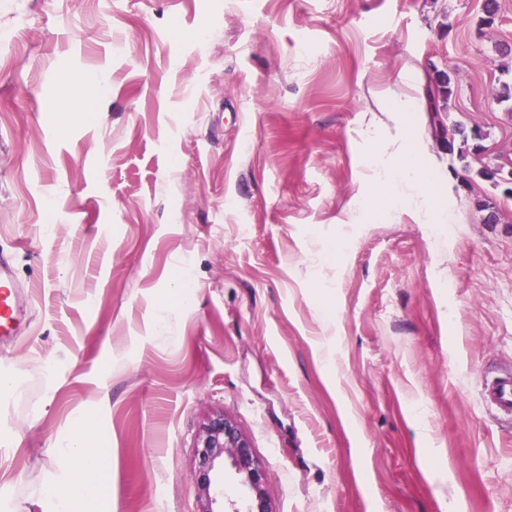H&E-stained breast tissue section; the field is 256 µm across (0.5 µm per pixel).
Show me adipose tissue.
<instances>
[{"label": "adipose tissue", "instance_id": "obj_1", "mask_svg": "<svg viewBox=\"0 0 512 512\" xmlns=\"http://www.w3.org/2000/svg\"><path fill=\"white\" fill-rule=\"evenodd\" d=\"M372 167H384L386 180L400 188L403 206L430 223L431 203L420 187L421 174L416 156L406 144L377 140L369 155ZM93 424L90 417L75 419L67 437L52 448V453L67 475L65 492L59 498V512H88L89 500L111 480L103 449L92 447Z\"/></svg>", "mask_w": 512, "mask_h": 512}]
</instances>
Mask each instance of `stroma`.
I'll list each match as a JSON object with an SVG mask.
<instances>
[{"instance_id": "obj_1", "label": "stroma", "mask_w": 512, "mask_h": 512, "mask_svg": "<svg viewBox=\"0 0 512 512\" xmlns=\"http://www.w3.org/2000/svg\"><path fill=\"white\" fill-rule=\"evenodd\" d=\"M483 3L0 0V254L28 288L0 512H56L80 414L110 451L96 512H198L215 411L272 512H512V422L481 402L512 365V199L392 109L436 65L450 122L512 154V0L485 27ZM79 72L106 81L63 125ZM377 138L412 143L432 223L373 188Z\"/></svg>"}]
</instances>
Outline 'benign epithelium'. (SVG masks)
I'll use <instances>...</instances> for the list:
<instances>
[{
  "label": "benign epithelium",
  "mask_w": 512,
  "mask_h": 512,
  "mask_svg": "<svg viewBox=\"0 0 512 512\" xmlns=\"http://www.w3.org/2000/svg\"><path fill=\"white\" fill-rule=\"evenodd\" d=\"M196 458L194 481L202 502L199 512H224L216 507L217 498L211 495V486L213 473L224 467L227 458L252 493L253 506L248 512H271L264 492L265 471L255 458L250 442L224 414L211 416L203 426L196 443Z\"/></svg>",
  "instance_id": "1"
}]
</instances>
